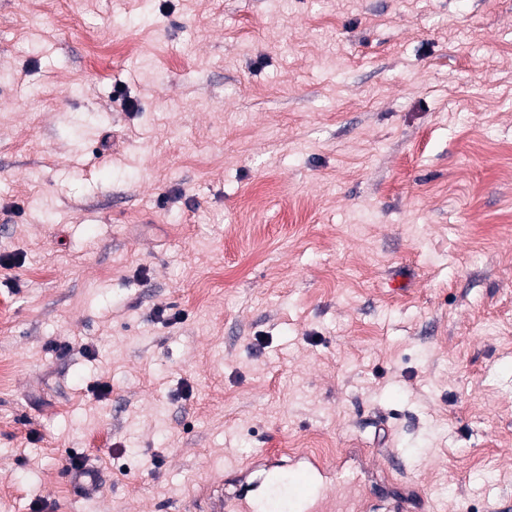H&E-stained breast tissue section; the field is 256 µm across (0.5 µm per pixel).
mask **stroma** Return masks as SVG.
I'll use <instances>...</instances> for the list:
<instances>
[{"instance_id":"obj_1","label":"stroma","mask_w":512,"mask_h":512,"mask_svg":"<svg viewBox=\"0 0 512 512\" xmlns=\"http://www.w3.org/2000/svg\"><path fill=\"white\" fill-rule=\"evenodd\" d=\"M33 3L0 0V512H203L297 447L369 512H512V0ZM393 506L387 510L389 512H421L425 511L426 501L420 494V498H416L406 492L404 489L393 491L388 499Z\"/></svg>"}]
</instances>
